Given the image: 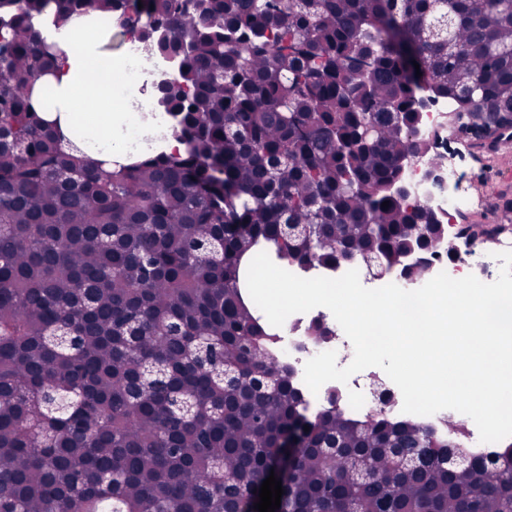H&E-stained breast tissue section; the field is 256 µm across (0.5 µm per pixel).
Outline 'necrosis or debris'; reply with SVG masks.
<instances>
[{"label": "necrosis or debris", "instance_id": "1", "mask_svg": "<svg viewBox=\"0 0 512 512\" xmlns=\"http://www.w3.org/2000/svg\"><path fill=\"white\" fill-rule=\"evenodd\" d=\"M150 59V66H143V59ZM112 68L122 74V82L113 91L112 109L124 113L122 128L131 132L128 148L140 156L160 151L161 144L170 140L174 122L173 116L156 99L158 84L173 80L176 64L169 56L158 53L148 55L144 43L135 36H128L121 43L120 50L112 57ZM425 105L420 110L418 126L422 135L437 136L447 121L449 114L457 112L460 104L454 95L443 93L435 88H425ZM441 154L444 161L434 165L432 154ZM435 153H421L407 164L403 172V183L411 202L432 207L445 224L457 223L465 201L459 193L460 177L455 158L449 154L445 141L436 143ZM437 168L442 179V187L433 186L426 177L430 168ZM512 249V243L498 241L494 252L480 249L457 252L454 257L439 255L432 260L435 272H446L453 278L475 275L485 283L497 279L501 262L497 253ZM324 322L331 330L327 339L319 340L310 336L309 327L314 321ZM333 350L352 358L354 349L332 313L324 307H317L306 313H297L287 318L282 327L275 330L273 352L285 365L289 366L296 380H303L304 365L315 355ZM403 398L393 382H386L380 394H373L362 385L348 382L344 393L338 399L340 408L350 417L363 418L377 411L388 415L392 420H406L402 411Z\"/></svg>", "mask_w": 512, "mask_h": 512}]
</instances>
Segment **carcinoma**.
<instances>
[{
	"label": "carcinoma",
	"mask_w": 512,
	"mask_h": 512,
	"mask_svg": "<svg viewBox=\"0 0 512 512\" xmlns=\"http://www.w3.org/2000/svg\"><path fill=\"white\" fill-rule=\"evenodd\" d=\"M90 12L175 57L157 100L184 152L65 148L94 138L46 119L64 51L41 26ZM425 85L482 102L459 133L512 140V0H0V512H249L290 435L279 512H512V443L450 470L418 423L334 396L307 419L247 289L260 252L415 280L455 254L396 193Z\"/></svg>",
	"instance_id": "obj_1"
}]
</instances>
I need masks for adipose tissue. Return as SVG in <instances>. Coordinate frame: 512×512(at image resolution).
<instances>
[{
    "instance_id": "1",
    "label": "adipose tissue",
    "mask_w": 512,
    "mask_h": 512,
    "mask_svg": "<svg viewBox=\"0 0 512 512\" xmlns=\"http://www.w3.org/2000/svg\"><path fill=\"white\" fill-rule=\"evenodd\" d=\"M90 17H73L69 24L71 40L65 48V58L57 74L55 87L64 115L81 117L97 133L99 148L96 160L109 164L120 161L122 142L112 135V115L91 112L92 102L111 103L112 90L119 81L114 73L94 71L93 65L103 55L101 43L92 34Z\"/></svg>"
}]
</instances>
